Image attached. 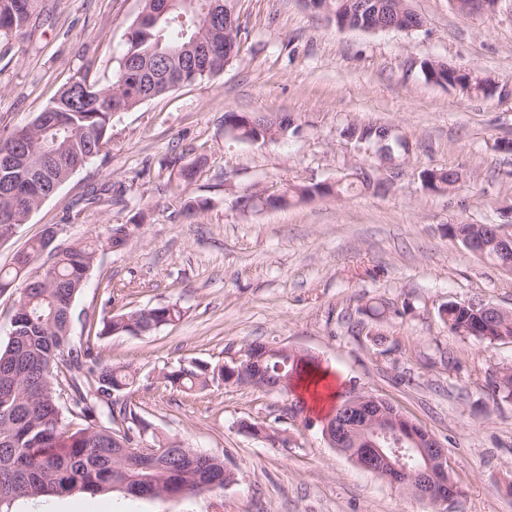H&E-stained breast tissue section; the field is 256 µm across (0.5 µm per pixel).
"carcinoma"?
<instances>
[{
  "instance_id": "cac0c4a2",
  "label": "carcinoma",
  "mask_w": 512,
  "mask_h": 512,
  "mask_svg": "<svg viewBox=\"0 0 512 512\" xmlns=\"http://www.w3.org/2000/svg\"><path fill=\"white\" fill-rule=\"evenodd\" d=\"M37 0H0V38H7L31 23ZM163 0H142V10L128 31L126 49L117 61L112 83L98 86L80 77L64 87L58 97L22 129L0 136V155L17 143L24 147V164L30 180L14 195L0 193V227L23 224L29 215L74 173L85 167L112 143V116L164 95L172 87L156 73L155 57L166 67L184 72L192 83L224 70V26L207 19L200 0H171L173 10L155 18ZM325 10L341 17L359 18L368 12L401 25L407 0H321ZM288 115L269 119L262 115L235 123L232 133L243 141L284 134ZM385 128L369 134L355 127L351 134L363 146L384 151L393 159L407 151L395 136L382 139ZM175 156L169 166L178 181L190 184L197 173ZM430 189L450 191L459 183L458 172L430 170ZM387 190L376 171L361 167L351 179L322 186L295 185L280 197L282 206L315 197H339L354 190ZM53 227L28 248L17 253L11 266L0 267V295L17 293L16 336L0 346V492L12 499L63 496L75 489L90 492L116 490L140 498L152 491L162 494L176 485L203 492L224 489L232 474L224 460L191 448L172 453L168 439L154 446H139L141 433L133 426L141 407L135 397L136 370L129 365L103 361L90 342L72 341V306L93 272L99 252L120 250L131 229L110 225L96 239L71 244L49 243ZM448 235L462 243L478 240L486 245L485 258L495 261L498 246L490 224H452ZM51 260L49 277L33 284L31 265L42 255ZM483 302L450 301L439 311L440 319L456 333L495 344L512 341V312L483 322ZM182 317L175 304L153 306L111 316L102 321L98 335L142 334L171 325ZM320 367L306 353L293 352L288 361L265 362L272 378L292 382L307 368ZM163 387L187 392L208 382L225 380L218 366H187L160 371ZM493 395L512 399V368L488 380Z\"/></svg>"
}]
</instances>
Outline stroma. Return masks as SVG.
<instances>
[{
	"mask_svg": "<svg viewBox=\"0 0 512 512\" xmlns=\"http://www.w3.org/2000/svg\"><path fill=\"white\" fill-rule=\"evenodd\" d=\"M239 52L220 74L112 118L109 154L76 172L0 243V266L58 225L89 240L130 224L105 251L72 308L74 343L138 368L142 414L159 435L223 458L224 490L135 499L74 491L82 512H433L432 506L332 448L297 390L213 382L164 389L162 366L221 364L254 341L311 353L337 386L382 397L447 450L460 493L445 512H512V402L488 377L512 368V342L486 344L439 319L451 301L512 311V273L449 236L452 224H501L512 234V0L464 15L448 0H409V31H341L302 0H235ZM140 0H39L31 24L0 40V134L28 124L73 78L111 83ZM443 61L493 80L489 96L427 81ZM292 115L296 132L265 141L226 134L224 115ZM386 126L409 152L380 170L387 192L357 190L289 206H246L255 192L350 179L376 159L350 135ZM199 160L187 189L172 157ZM457 170L456 189L425 187ZM108 185L110 197H82ZM207 204L196 217L187 201ZM178 305L155 331L89 337L90 324L143 307ZM272 426L266 440L245 424Z\"/></svg>",
	"mask_w": 512,
	"mask_h": 512,
	"instance_id": "1",
	"label": "stroma"
}]
</instances>
